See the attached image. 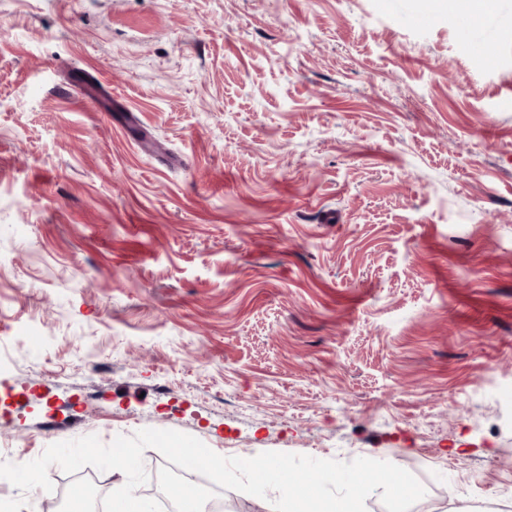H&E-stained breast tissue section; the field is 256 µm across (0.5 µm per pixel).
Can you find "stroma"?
Returning a JSON list of instances; mask_svg holds the SVG:
<instances>
[{
    "mask_svg": "<svg viewBox=\"0 0 512 512\" xmlns=\"http://www.w3.org/2000/svg\"><path fill=\"white\" fill-rule=\"evenodd\" d=\"M510 27L0 0V463L155 428L512 512Z\"/></svg>",
    "mask_w": 512,
    "mask_h": 512,
    "instance_id": "obj_1",
    "label": "stroma"
}]
</instances>
